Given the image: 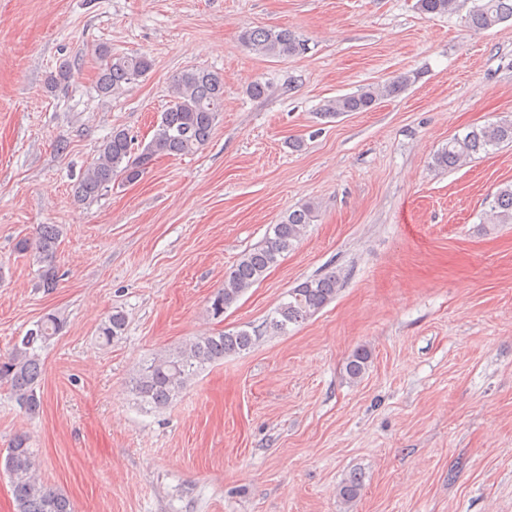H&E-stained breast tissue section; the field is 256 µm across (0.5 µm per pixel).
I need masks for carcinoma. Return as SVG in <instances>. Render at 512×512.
Segmentation results:
<instances>
[{
  "mask_svg": "<svg viewBox=\"0 0 512 512\" xmlns=\"http://www.w3.org/2000/svg\"><path fill=\"white\" fill-rule=\"evenodd\" d=\"M456 0H417L423 14L453 13ZM512 21V0H472L464 19L473 31L490 29ZM242 45L258 55L286 59L305 49L304 41L286 27L247 28L240 34ZM101 60L96 88L109 95L122 85L145 76L153 60L145 54L114 55L101 45L95 49ZM411 84L408 75L391 78L378 88L366 87L359 92L330 101L320 116L333 118L346 112H364L383 97H397ZM224 110V79L207 68L182 71L174 81V95L161 113L152 139L135 145L123 129H114L98 150L96 160L85 169L75 184L77 197L91 200L108 188L112 181H139L156 158L183 156L201 149L210 139L215 121ZM512 144V119L499 118L470 128L463 135L448 139V145L433 156V165L454 169L480 153H489L502 144ZM315 206L308 202L288 213L270 228L262 244L246 251L224 276V287L208 301V316L218 319L255 284L277 265L279 258L293 250L305 235L314 217ZM486 224H512V184L499 188L485 212ZM60 230L55 224H43L35 238L19 244L22 251L34 253L39 265V287L56 288L55 261ZM344 284L343 273L328 270L299 283L259 326L245 325L231 331L195 336L165 354L141 363L132 378V392L143 407L161 409L169 406L187 385L208 366L231 354H240L257 345L266 336L285 335L292 325L311 319L336 298ZM126 317L120 310L107 314L98 326V339L104 344L122 336ZM66 327V318L58 311L45 314L35 328L15 344L12 354L0 361V381L10 387L15 403L29 417L39 414L42 398L38 389L44 374L41 351ZM371 351L364 345L348 356L345 372L356 382L368 369ZM0 472L7 475L13 490L17 512H75L67 495L48 486L39 474L37 449L30 436L17 435L9 448L0 452Z\"/></svg>",
  "mask_w": 512,
  "mask_h": 512,
  "instance_id": "carcinoma-1",
  "label": "carcinoma"
}]
</instances>
